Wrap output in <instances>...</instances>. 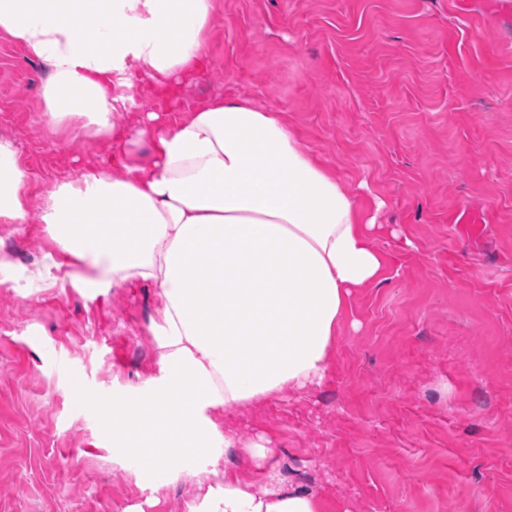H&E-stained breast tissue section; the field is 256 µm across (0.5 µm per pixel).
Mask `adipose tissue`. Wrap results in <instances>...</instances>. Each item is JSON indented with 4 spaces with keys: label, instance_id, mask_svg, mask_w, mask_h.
I'll list each match as a JSON object with an SVG mask.
<instances>
[{
    "label": "adipose tissue",
    "instance_id": "adipose-tissue-1",
    "mask_svg": "<svg viewBox=\"0 0 512 512\" xmlns=\"http://www.w3.org/2000/svg\"><path fill=\"white\" fill-rule=\"evenodd\" d=\"M214 0H0V31L45 63L49 123L83 120L121 139L114 104L137 86L171 89L203 76ZM150 165L99 170L57 185L40 206L63 249L40 280L96 269L90 288L158 290L159 384L112 399V436L144 471L205 457L223 484L190 512H321L319 499L267 471L252 492L224 451L210 410L321 384L360 288L380 281L373 245L385 203L349 191L306 151L281 113L241 98L208 99L176 120L145 113ZM26 175L0 138V222L24 224Z\"/></svg>",
    "mask_w": 512,
    "mask_h": 512
}]
</instances>
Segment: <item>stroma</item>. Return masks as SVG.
Listing matches in <instances>:
<instances>
[{
  "mask_svg": "<svg viewBox=\"0 0 512 512\" xmlns=\"http://www.w3.org/2000/svg\"><path fill=\"white\" fill-rule=\"evenodd\" d=\"M496 0H216L210 70L386 203L383 279L353 297L321 386L216 414L236 453L322 512H512V25ZM47 66L0 33V138L32 201L0 223V512H188L205 460L149 478L104 412L157 377L156 289L38 276L60 255L38 205L122 146L43 119ZM142 165L148 143L123 146Z\"/></svg>",
  "mask_w": 512,
  "mask_h": 512,
  "instance_id": "stroma-1",
  "label": "stroma"
}]
</instances>
